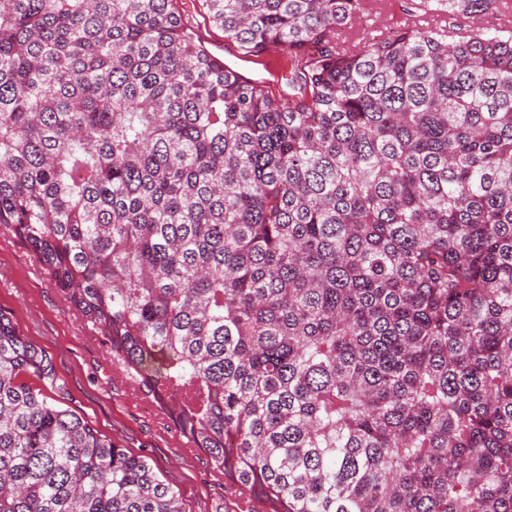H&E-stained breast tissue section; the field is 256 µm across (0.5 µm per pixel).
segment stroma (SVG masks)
I'll return each instance as SVG.
<instances>
[{
  "label": "stroma",
  "instance_id": "stroma-1",
  "mask_svg": "<svg viewBox=\"0 0 512 512\" xmlns=\"http://www.w3.org/2000/svg\"><path fill=\"white\" fill-rule=\"evenodd\" d=\"M414 0H371L358 29L397 30ZM183 19L202 45L232 69L266 82L275 96L287 90L288 55L238 53L205 15L200 0H181ZM0 313L42 348L56 382L43 385L55 404L84 417L102 435L157 464L161 480L176 490L184 512H273L257 494L225 480L207 454L190 443L159 406L112 362L105 339L69 301L28 245L0 226Z\"/></svg>",
  "mask_w": 512,
  "mask_h": 512
}]
</instances>
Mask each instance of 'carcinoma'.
Segmentation results:
<instances>
[{"instance_id": "cac0c4a2", "label": "carcinoma", "mask_w": 512, "mask_h": 512, "mask_svg": "<svg viewBox=\"0 0 512 512\" xmlns=\"http://www.w3.org/2000/svg\"><path fill=\"white\" fill-rule=\"evenodd\" d=\"M0 0V225L274 512H512V30L364 0ZM477 17L508 0H424ZM0 313V512H183ZM183 19L194 27L202 45L212 55L224 60L232 69L257 81H265L270 91L282 98L288 92L285 77H288V52H277L273 58L267 54L260 57H245L238 53L231 42L224 39V32L216 28L205 15L199 0H180ZM374 1L360 14L357 20V28L372 35L379 32L378 29L384 28L386 31H396L402 26L408 18L411 10L416 13H422L415 9L413 3H419L420 0H369ZM388 26V27H386ZM378 30V31H374Z\"/></svg>"}]
</instances>
